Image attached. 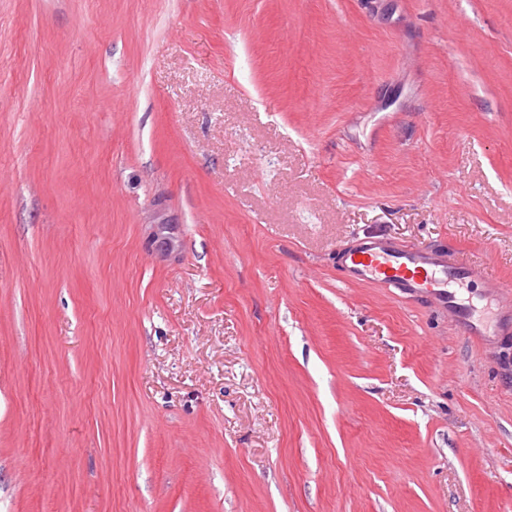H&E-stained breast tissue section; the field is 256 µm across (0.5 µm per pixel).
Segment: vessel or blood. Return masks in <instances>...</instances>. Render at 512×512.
I'll return each instance as SVG.
<instances>
[{"mask_svg":"<svg viewBox=\"0 0 512 512\" xmlns=\"http://www.w3.org/2000/svg\"><path fill=\"white\" fill-rule=\"evenodd\" d=\"M338 264L348 283L374 284L438 301L453 311L473 336L481 335L482 330L473 322L470 306L462 295L466 282H487L495 315L512 318V297L504 298L503 286L490 281L484 267L460 263L442 250L415 249L378 234L358 239L339 254Z\"/></svg>","mask_w":512,"mask_h":512,"instance_id":"obj_1","label":"vessel or blood"}]
</instances>
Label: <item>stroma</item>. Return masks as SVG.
I'll return each instance as SVG.
<instances>
[{
  "mask_svg": "<svg viewBox=\"0 0 512 512\" xmlns=\"http://www.w3.org/2000/svg\"><path fill=\"white\" fill-rule=\"evenodd\" d=\"M512 0H0V512H512ZM443 250H420L398 244L384 234L358 239L338 256V264L346 274V282L354 285L374 284L395 288L403 293L434 299L457 314L470 336H481L482 328H490L482 320L473 323L470 305L461 288L467 281L480 280L491 290L488 302L494 304V324L507 314L512 325V295L504 299V287L493 282L481 265L463 264Z\"/></svg>",
  "mask_w": 512,
  "mask_h": 512,
  "instance_id": "obj_1",
  "label": "stroma"
}]
</instances>
